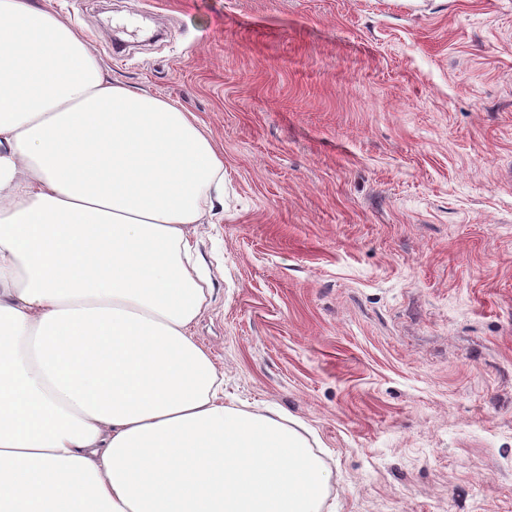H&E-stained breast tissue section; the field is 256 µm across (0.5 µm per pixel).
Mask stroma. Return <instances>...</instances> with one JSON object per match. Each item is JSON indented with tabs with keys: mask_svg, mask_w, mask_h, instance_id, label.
<instances>
[{
	"mask_svg": "<svg viewBox=\"0 0 512 512\" xmlns=\"http://www.w3.org/2000/svg\"><path fill=\"white\" fill-rule=\"evenodd\" d=\"M193 114L224 217L192 335L334 512H512V0H51Z\"/></svg>",
	"mask_w": 512,
	"mask_h": 512,
	"instance_id": "stroma-1",
	"label": "stroma"
}]
</instances>
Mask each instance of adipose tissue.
I'll list each match as a JSON object with an SVG mask.
<instances>
[{
    "mask_svg": "<svg viewBox=\"0 0 512 512\" xmlns=\"http://www.w3.org/2000/svg\"><path fill=\"white\" fill-rule=\"evenodd\" d=\"M223 202L189 114L0 0V512H320L307 438L225 401L190 332L188 227Z\"/></svg>",
    "mask_w": 512,
    "mask_h": 512,
    "instance_id": "adipose-tissue-1",
    "label": "adipose tissue"
}]
</instances>
